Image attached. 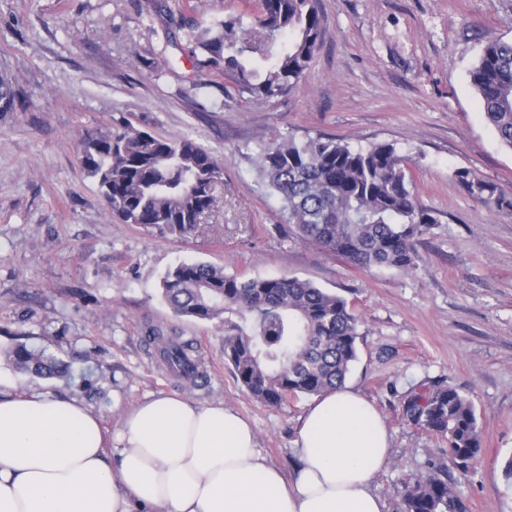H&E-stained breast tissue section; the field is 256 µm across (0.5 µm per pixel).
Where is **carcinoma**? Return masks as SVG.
<instances>
[{"instance_id":"cac0c4a2","label":"carcinoma","mask_w":512,"mask_h":512,"mask_svg":"<svg viewBox=\"0 0 512 512\" xmlns=\"http://www.w3.org/2000/svg\"><path fill=\"white\" fill-rule=\"evenodd\" d=\"M247 15L229 14L193 34L198 63L224 73L239 96L284 97L302 81L318 47L322 23L317 0H257ZM487 122L512 150V42L490 39L470 71ZM12 86L0 80V112L13 109ZM80 164L99 187L112 215L125 224L156 228L181 238L207 230L203 218L216 204L224 166L191 138L173 139L127 125L86 132ZM257 174L281 202V215L305 240L361 268L410 273L420 237L439 223L421 204L411 159L393 143L354 147L317 133L290 132L258 146ZM452 177L472 198L512 215V197L467 168ZM177 317L210 321L236 315L224 331V361L256 401L280 406L345 384L358 359L359 318L349 301L293 276L226 274L203 262H182L162 283ZM191 345L168 341L163 358L184 376L197 373ZM18 370L64 377L69 365L44 349L19 346L7 355ZM411 424L446 438L447 459L428 462L405 484L401 512H466L448 468L461 473L481 452L472 400L439 383L403 399Z\"/></svg>"}]
</instances>
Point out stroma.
Returning <instances> with one entry per match:
<instances>
[{
	"label": "stroma",
	"mask_w": 512,
	"mask_h": 512,
	"mask_svg": "<svg viewBox=\"0 0 512 512\" xmlns=\"http://www.w3.org/2000/svg\"><path fill=\"white\" fill-rule=\"evenodd\" d=\"M163 11H156L155 3ZM322 42L299 87L242 98L198 67L192 34L241 0H0V385L73 396L101 418L108 449L124 414L178 393L248 420L285 473L310 397L271 407L224 362V321L174 317L168 270L207 262L228 274L295 276L345 297L360 318L347 384L381 413L392 458L374 487L399 512L404 484L447 442L411 425L402 396L442 381L474 403L482 451L451 471L468 512H512V216L472 199L465 167L512 196V150L480 108L469 71L486 41L512 40V0H317ZM130 124L188 136L224 165L205 218L216 234L184 240L107 210L77 160L83 132ZM325 133L352 146L387 142L413 160L419 199L441 221L422 236L417 268L363 270L286 229L279 199L255 171L276 134ZM193 341L207 374L195 386L147 346L150 329ZM58 354L67 378L16 371V345Z\"/></svg>",
	"instance_id": "obj_1"
}]
</instances>
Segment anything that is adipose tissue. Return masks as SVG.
I'll use <instances>...</instances> for the list:
<instances>
[{
    "label": "adipose tissue",
    "instance_id": "obj_1",
    "mask_svg": "<svg viewBox=\"0 0 512 512\" xmlns=\"http://www.w3.org/2000/svg\"><path fill=\"white\" fill-rule=\"evenodd\" d=\"M118 440L108 456L100 417L76 399L0 390V512H386L373 483L390 436L349 385L301 416L290 477L233 410L177 394L132 409Z\"/></svg>",
    "mask_w": 512,
    "mask_h": 512
}]
</instances>
